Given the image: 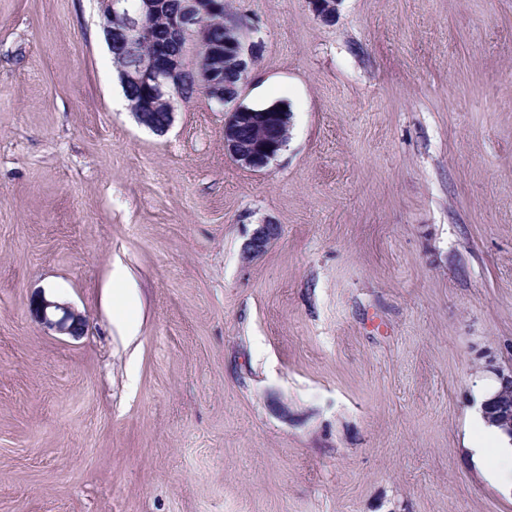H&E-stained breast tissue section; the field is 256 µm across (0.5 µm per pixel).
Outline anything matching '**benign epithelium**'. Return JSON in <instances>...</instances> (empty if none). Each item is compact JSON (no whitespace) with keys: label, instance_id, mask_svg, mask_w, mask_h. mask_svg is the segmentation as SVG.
I'll list each match as a JSON object with an SVG mask.
<instances>
[{"label":"benign epithelium","instance_id":"1","mask_svg":"<svg viewBox=\"0 0 512 512\" xmlns=\"http://www.w3.org/2000/svg\"><path fill=\"white\" fill-rule=\"evenodd\" d=\"M340 0H320L313 12L324 23L333 20ZM98 8L102 20V31L107 43L111 58L123 56L128 45L135 42L154 41L157 31L152 28L151 17L154 9V0H139L136 10L127 8L124 0H98ZM204 11L199 0H179V7L173 14L170 32L175 38H185L193 43L202 45L208 39L207 22L203 20ZM238 63L240 70V84L237 87L226 88L217 82L203 84L207 96L215 102L226 105L233 104L230 111L225 113L224 122V148L241 165L252 170H259L274 160L279 150L286 147L280 143L271 151L266 160H258L248 146L243 143L241 127L244 121L252 118L261 120L253 112L245 111L241 102L245 79L254 65L256 58L255 44L249 40V33L243 27H236ZM121 83L124 89L137 87L143 90L138 101L134 115L138 122L153 131L163 132L171 124L174 106L170 98L172 88L190 75H200L203 67L188 61L179 63L175 59L171 62H162L154 58L141 63L136 67L128 68L117 66ZM166 111L164 122L155 121V111ZM279 227L275 224H262L251 235L243 247L246 258L261 253L277 239ZM40 310L44 323L51 329L68 336H80L84 332L86 323L81 313L72 307L56 302L43 300ZM484 415L489 422L512 434V406L492 410L484 406Z\"/></svg>","mask_w":512,"mask_h":512}]
</instances>
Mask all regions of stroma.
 Listing matches in <instances>:
<instances>
[{
	"label": "stroma",
	"mask_w": 512,
	"mask_h": 512,
	"mask_svg": "<svg viewBox=\"0 0 512 512\" xmlns=\"http://www.w3.org/2000/svg\"><path fill=\"white\" fill-rule=\"evenodd\" d=\"M230 3L243 103L293 114L260 171L204 91L162 134L118 105L95 0H0V512H512L470 447L512 367V0ZM279 227L275 224H262L251 235L243 247L246 258L264 252L267 247L279 236ZM40 310L44 323L49 328L68 336L76 337L83 334L86 323L82 314L72 307L42 300L40 302ZM48 310L50 311L48 312ZM58 313H61V315L56 318Z\"/></svg>",
	"instance_id": "stroma-1"
}]
</instances>
